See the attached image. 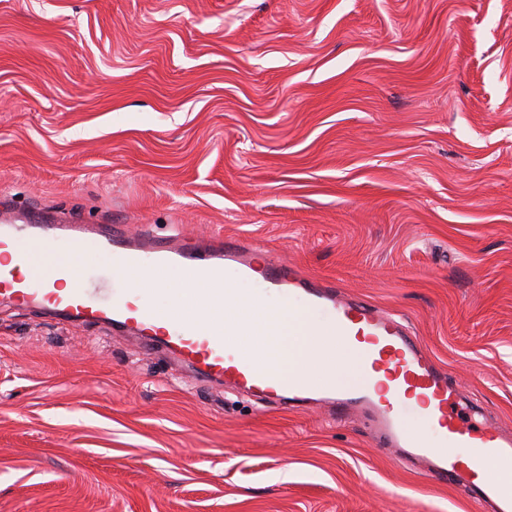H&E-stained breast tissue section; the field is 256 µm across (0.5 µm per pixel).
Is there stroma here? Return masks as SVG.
Returning <instances> with one entry per match:
<instances>
[{
  "label": "stroma",
  "instance_id": "35a3bbf8",
  "mask_svg": "<svg viewBox=\"0 0 512 512\" xmlns=\"http://www.w3.org/2000/svg\"><path fill=\"white\" fill-rule=\"evenodd\" d=\"M28 206L257 246L402 315L512 434V0H0V216ZM0 512L477 509L360 414L6 301Z\"/></svg>",
  "mask_w": 512,
  "mask_h": 512
}]
</instances>
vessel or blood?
Here are the masks:
<instances>
[{"mask_svg":"<svg viewBox=\"0 0 512 512\" xmlns=\"http://www.w3.org/2000/svg\"><path fill=\"white\" fill-rule=\"evenodd\" d=\"M57 231V225L37 214L28 215L21 224L0 225L1 295L21 306L51 309L74 323L134 330L145 349L173 353L195 378L226 382L272 403L306 407L322 402L339 416L365 413L380 446L393 449L397 459L425 464L431 476L463 487L476 505H490L492 512H512V489L485 475L490 461L512 460V437L496 432L462 405L459 390L447 373L435 366L407 326L392 314L345 298L330 283L301 282L288 264L273 262L235 239L206 243L175 227L161 236L150 227L132 235L122 225H101L95 250L103 259L157 272L175 270L186 280L217 289L223 286L224 268L229 265L242 276L261 273L265 290H300L308 305L327 312L329 326L337 335L365 342L363 362L380 360L389 371L390 382L374 389H340L322 371L301 370L282 377L229 351L223 327L200 324L187 329L175 323L166 327L162 315L153 309L121 299L106 307L97 305L76 264L65 269L72 282L69 294L54 296L50 273L37 268L33 259L56 238ZM406 395L415 397L429 421L438 426L437 440L411 432L401 406Z\"/></svg>","mask_w":512,"mask_h":512,"instance_id":"vessel-or-blood-1","label":"vessel or blood"}]
</instances>
